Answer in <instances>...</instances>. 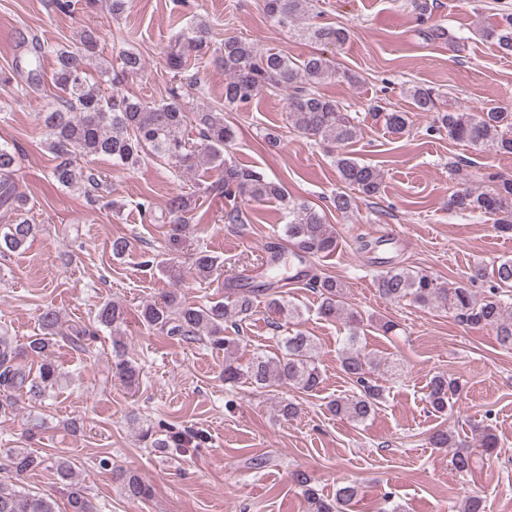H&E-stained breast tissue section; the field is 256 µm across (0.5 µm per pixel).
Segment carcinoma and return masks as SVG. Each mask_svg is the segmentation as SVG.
Wrapping results in <instances>:
<instances>
[{"instance_id": "carcinoma-1", "label": "carcinoma", "mask_w": 512, "mask_h": 512, "mask_svg": "<svg viewBox=\"0 0 512 512\" xmlns=\"http://www.w3.org/2000/svg\"><path fill=\"white\" fill-rule=\"evenodd\" d=\"M264 11L282 26H292L306 18L311 0H263ZM307 35L317 42L341 46L350 38L343 27L310 26ZM210 27L205 20L177 32L166 53L169 69L181 73L192 58L209 49ZM483 36L496 42L499 51L512 55V13H505L500 24L483 32ZM99 35L93 28L80 33L79 46L74 50L65 47L53 51L52 81L59 92L56 103L44 107L39 120L47 149L58 162L50 172L53 184L65 188H82L89 201H96L103 186L95 174L81 166L78 159L106 156L112 165L135 168L144 156L158 157L186 163L193 159L212 165L219 178L210 185L229 201L245 197L253 202L279 200L288 209V224L284 234L301 260L310 256H328L336 251L337 236L325 223V216L309 204L289 200L283 186L263 173L239 166L224 158V148L236 138L235 127L224 120L220 109L188 112L183 100L184 85L171 88L168 98L148 105L130 98L119 87L125 79L142 71L143 57L134 51L119 56V67L100 68V75L109 78L112 93L106 94L89 83L87 61L99 56ZM214 62L224 69V104H247L265 91H283L287 96L288 122L297 131L316 139L348 144L357 137L358 129L336 101L325 97L319 86L328 79L353 76L339 70L321 54H312L300 62L284 53H260L252 42L229 37L216 50ZM413 108L419 112H438L435 90L416 86L409 91ZM371 114L384 121L386 128L402 132L407 127L405 112H387L374 105ZM438 129L451 139L464 141L476 149L495 150L512 154V112L490 107L485 112L443 111L438 115ZM199 129L200 142L196 149L187 147L183 129L189 125ZM20 155L9 144H0V207L15 214L13 223L0 236V254L15 252L24 247L38 231V225L28 218V197L18 191L14 176ZM337 168L343 183L357 189L366 197L379 192L380 174L372 166L361 164L347 156L337 158ZM482 179L490 188L478 190L462 188L448 197L447 209L461 214H488L496 216V226L503 232L512 231V178L505 174L488 173ZM194 210L191 198L177 194L168 199L165 218L168 219L167 249L171 254L181 252L189 214ZM220 267V261L209 251L199 249L192 254V274L205 280ZM497 288L491 295L479 298L461 284L441 285L423 271L394 265L380 270L374 276L378 296L389 302L410 300L422 309L440 308L468 326L491 327L496 340L503 347H512V307L505 299L512 291V260L505 259L493 268ZM278 281H268L264 288H234L224 300L207 305L192 306L182 302L179 295L170 291L160 303L143 306L140 316L149 327L160 328L172 336L188 340L208 341L224 349V383L249 384L263 389L288 385L304 393L319 391L322 373L317 358L314 339L303 330L282 338L281 354L274 357L257 355L243 364L237 357L238 336L227 335L228 326H241L252 313L253 296H268L267 305L275 312L299 321L302 311L284 296L278 295ZM311 288L319 294V315L326 320L341 319L348 334L343 339L340 365L345 375L356 384V391L338 396L327 402L330 413L355 423L368 420L383 399L384 387L372 379L378 363L362 353L360 332L364 326L362 313L346 301L345 284L332 277L313 276ZM42 335L32 339L26 351L44 357L38 376L30 377L14 364L21 351L12 346L11 340L0 336V413L12 409L13 394L28 391L41 397L46 388L60 378L55 364L47 359L53 346L52 337L61 336L73 347L89 351L97 331L85 326L63 328L58 313L45 309L39 316ZM97 325L108 328L112 335L121 334L125 323L124 308L115 303L101 305L96 313ZM113 370L126 385L139 383L140 369L132 362L117 358ZM463 385L444 374L432 376L426 385L429 407L443 414L459 397ZM141 441L149 448H175L189 451L187 440L178 431H169L159 438L156 432L146 429ZM435 448H451V466L460 475L470 473L474 466L473 451L461 446L453 432L438 429L431 434ZM45 460L21 449L7 456V469L17 476L36 470ZM57 482L69 488V512H98L95 503L75 481L71 462L59 458L52 463ZM114 481L124 496L137 500L149 495V487L139 475L123 470L113 471ZM292 480L313 512H346L357 501L361 486L356 481H345L336 487L331 499L319 495L311 476L303 471L292 473ZM0 512H56L55 502L49 496L23 493L13 485L0 482Z\"/></svg>"}]
</instances>
